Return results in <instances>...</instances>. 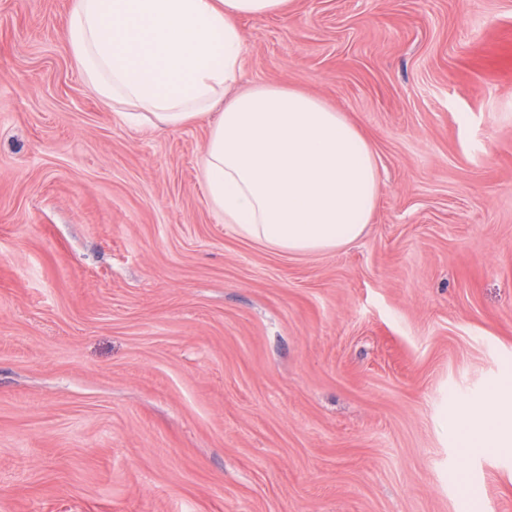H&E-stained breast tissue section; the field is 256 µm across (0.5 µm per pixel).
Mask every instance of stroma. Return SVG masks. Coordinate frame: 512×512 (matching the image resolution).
<instances>
[{
  "mask_svg": "<svg viewBox=\"0 0 512 512\" xmlns=\"http://www.w3.org/2000/svg\"><path fill=\"white\" fill-rule=\"evenodd\" d=\"M73 0H0V512H512V447L447 417L512 369V0H290L241 83L369 137L324 253L240 238L208 122L128 124Z\"/></svg>",
  "mask_w": 512,
  "mask_h": 512,
  "instance_id": "obj_1",
  "label": "stroma"
}]
</instances>
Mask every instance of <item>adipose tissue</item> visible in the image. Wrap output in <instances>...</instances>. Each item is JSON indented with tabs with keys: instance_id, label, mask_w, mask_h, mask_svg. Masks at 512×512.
<instances>
[{
	"instance_id": "adipose-tissue-1",
	"label": "adipose tissue",
	"mask_w": 512,
	"mask_h": 512,
	"mask_svg": "<svg viewBox=\"0 0 512 512\" xmlns=\"http://www.w3.org/2000/svg\"><path fill=\"white\" fill-rule=\"evenodd\" d=\"M288 0H76L64 38L85 82L132 123L176 128L211 118L200 164L210 206L240 235L282 253L360 238L381 180L365 133L342 112L276 84L244 91L245 17ZM222 112H214V105ZM512 391L448 418L469 445H512Z\"/></svg>"
}]
</instances>
